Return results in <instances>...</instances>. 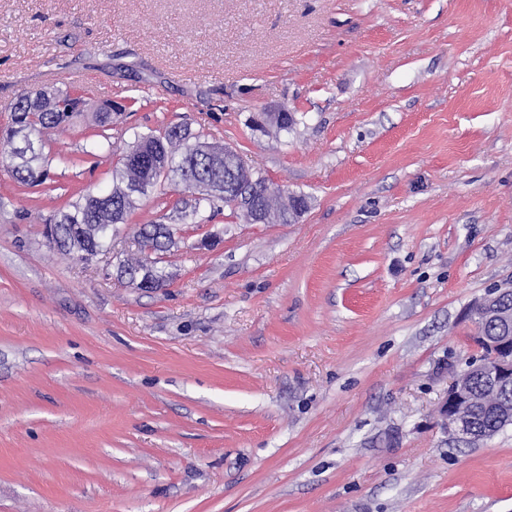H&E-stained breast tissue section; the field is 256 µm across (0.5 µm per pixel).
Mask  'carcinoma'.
Listing matches in <instances>:
<instances>
[{
  "label": "carcinoma",
  "mask_w": 512,
  "mask_h": 512,
  "mask_svg": "<svg viewBox=\"0 0 512 512\" xmlns=\"http://www.w3.org/2000/svg\"><path fill=\"white\" fill-rule=\"evenodd\" d=\"M60 107L56 110H35L31 101L35 93L22 96L12 107L11 125L0 134V147L6 146L8 168L12 176L22 185L43 184L51 179L48 162L41 149H36L21 161H16L18 147L16 136L27 132L36 137L47 129L64 128L73 119L87 111L90 102L85 92L77 89L56 90ZM205 143L193 140L191 133L180 126H171L163 133L138 134L133 145L123 153L112 171V187L107 191L108 199L101 201L87 193L78 197L68 208L58 211L45 220L54 228V237L49 243L62 251L79 252L85 245L101 253L110 247L112 239L101 233L107 224H125L136 206V200L124 192V187L139 179L158 177L185 186V176L197 172L202 176L215 177L223 183L236 184L235 198L240 203L235 209L243 218L257 208L265 224H292L300 218L288 216L285 199L288 192L272 185L257 173L250 177L239 176L240 167L224 161V148L211 147L201 150ZM229 205L224 197L196 196L173 210L170 223L144 224L134 231L136 238L143 240L144 247L137 249V256L124 260L121 274L139 288L158 290L167 286V276L156 267L157 261L150 253H163L174 244L176 224H207L216 212L219 203ZM152 252H147V249ZM506 426L495 407L481 411L477 427L488 434H495Z\"/></svg>",
  "instance_id": "1"
}]
</instances>
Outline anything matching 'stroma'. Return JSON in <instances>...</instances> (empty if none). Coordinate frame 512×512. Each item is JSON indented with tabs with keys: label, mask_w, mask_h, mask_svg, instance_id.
I'll list each match as a JSON object with an SVG mask.
<instances>
[{
	"label": "stroma",
	"mask_w": 512,
	"mask_h": 512,
	"mask_svg": "<svg viewBox=\"0 0 512 512\" xmlns=\"http://www.w3.org/2000/svg\"><path fill=\"white\" fill-rule=\"evenodd\" d=\"M40 86L124 112L43 133L46 184L0 165V512H512V425L439 416L512 286V0H0V128ZM179 124L308 211L178 225L157 291L119 276L131 235L49 244Z\"/></svg>",
	"instance_id": "stroma-1"
}]
</instances>
